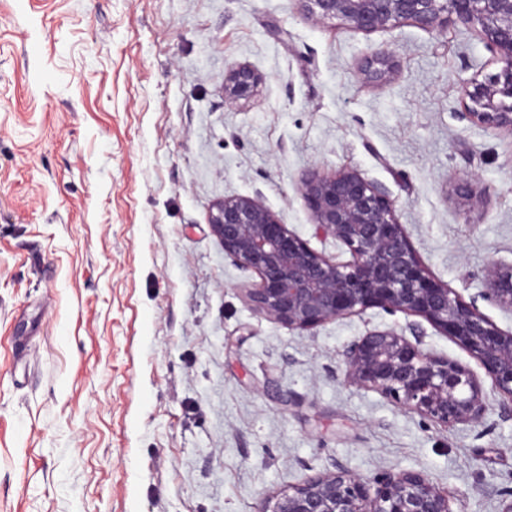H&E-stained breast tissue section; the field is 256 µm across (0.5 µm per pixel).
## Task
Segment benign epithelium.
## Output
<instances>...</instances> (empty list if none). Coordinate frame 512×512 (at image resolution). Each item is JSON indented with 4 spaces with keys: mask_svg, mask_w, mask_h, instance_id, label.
I'll use <instances>...</instances> for the list:
<instances>
[{
    "mask_svg": "<svg viewBox=\"0 0 512 512\" xmlns=\"http://www.w3.org/2000/svg\"><path fill=\"white\" fill-rule=\"evenodd\" d=\"M315 23L338 19L363 33L411 23L423 29L453 15L477 30L502 63L486 81L466 83L468 118L512 133V0H296ZM390 51H375L364 79L384 85L394 75ZM261 76L245 64L224 72V100L252 97ZM300 191L319 229L344 245L345 263L314 251L259 198L224 199L212 217L224 253L258 277L246 298L257 312L290 328L312 330L371 307L419 316L470 352L512 402V332H504L427 273L387 192L355 170H312ZM482 298L512 311V266L488 267ZM375 330L344 352V379L373 389L397 407L445 427L475 425L488 410L475 375L422 347L420 332ZM270 512H452L448 494L416 471H389L369 483L342 465L310 476L276 498Z\"/></svg>",
    "mask_w": 512,
    "mask_h": 512,
    "instance_id": "benign-epithelium-1",
    "label": "benign epithelium"
}]
</instances>
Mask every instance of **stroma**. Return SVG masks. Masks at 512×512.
<instances>
[{"label":"stroma","instance_id":"35a3bbf8","mask_svg":"<svg viewBox=\"0 0 512 512\" xmlns=\"http://www.w3.org/2000/svg\"><path fill=\"white\" fill-rule=\"evenodd\" d=\"M378 49L397 62L384 86L360 74ZM235 64L263 81L229 106ZM500 69L453 17L366 34L296 0H0V512H268L338 464L501 512L512 415L476 358L377 307L288 329L251 308L258 278L211 228L252 196L348 261L299 185L357 170L431 278L512 332L482 297L488 265H512V133L465 119L461 96ZM411 323L478 378L482 423L346 384L351 341Z\"/></svg>","mask_w":512,"mask_h":512}]
</instances>
